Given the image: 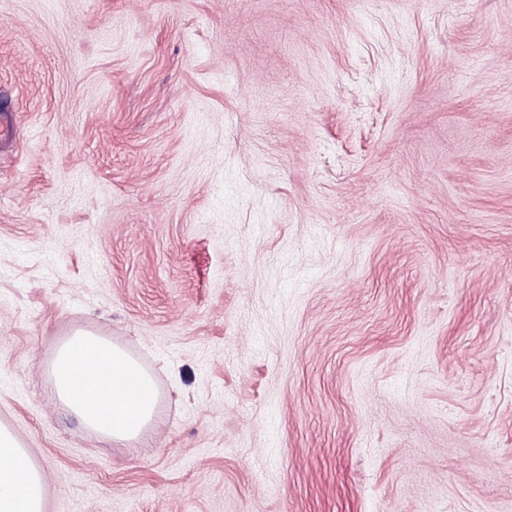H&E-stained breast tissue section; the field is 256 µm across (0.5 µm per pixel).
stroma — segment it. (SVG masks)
<instances>
[{"instance_id":"stroma-1","label":"stroma","mask_w":512,"mask_h":512,"mask_svg":"<svg viewBox=\"0 0 512 512\" xmlns=\"http://www.w3.org/2000/svg\"><path fill=\"white\" fill-rule=\"evenodd\" d=\"M0 103L45 512H512V0H0ZM78 329L137 442L54 395ZM49 379L81 423L113 442H132L152 424L159 393L153 376L109 340L78 330L56 348Z\"/></svg>"}]
</instances>
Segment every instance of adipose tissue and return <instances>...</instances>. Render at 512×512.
Returning a JSON list of instances; mask_svg holds the SVG:
<instances>
[{
	"label": "adipose tissue",
	"mask_w": 512,
	"mask_h": 512,
	"mask_svg": "<svg viewBox=\"0 0 512 512\" xmlns=\"http://www.w3.org/2000/svg\"><path fill=\"white\" fill-rule=\"evenodd\" d=\"M49 379L81 423L116 442L152 424L159 393L153 376L109 340L76 331L56 348ZM45 478L11 430L0 426V512H45Z\"/></svg>",
	"instance_id": "adipose-tissue-1"
}]
</instances>
